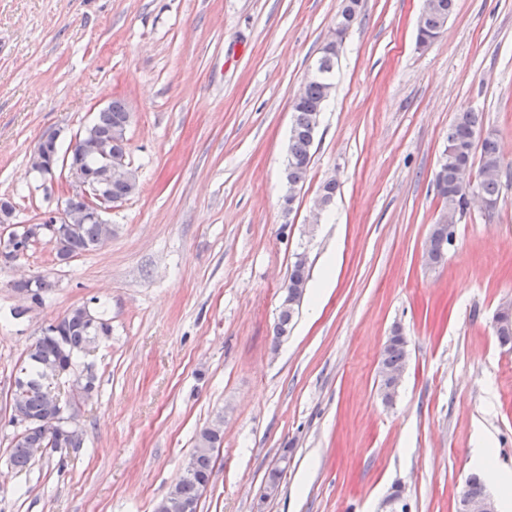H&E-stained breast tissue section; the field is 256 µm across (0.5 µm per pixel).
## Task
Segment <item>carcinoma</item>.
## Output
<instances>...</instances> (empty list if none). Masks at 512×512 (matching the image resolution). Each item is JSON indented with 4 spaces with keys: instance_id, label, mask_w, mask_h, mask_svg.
<instances>
[{
    "instance_id": "carcinoma-1",
    "label": "carcinoma",
    "mask_w": 512,
    "mask_h": 512,
    "mask_svg": "<svg viewBox=\"0 0 512 512\" xmlns=\"http://www.w3.org/2000/svg\"><path fill=\"white\" fill-rule=\"evenodd\" d=\"M457 0H429L427 15L417 30V40L434 41L443 26L455 12ZM339 53L332 55V63L317 59L312 78L306 83L305 96L292 107V126L288 142V154L283 170L285 211L291 210L296 192L302 190L312 158L314 137L311 134L312 120L322 112L324 103L331 95L332 76L338 62ZM112 110L98 113L95 124L101 134L111 140V149L121 154L127 153L128 139L123 134L126 119V103L122 99L111 102ZM448 151L450 163L438 169L434 175L437 195L443 202V213L449 219L462 216L468 210L469 185L456 181L453 171L458 166L471 167L474 159H479V183L481 195L489 203L488 215L497 210L501 198L500 172L503 160L500 155L498 137L492 130L484 129L478 113L464 110L456 113L448 128ZM69 167L89 172L103 168L102 158L91 144L85 140L66 149ZM138 189V177L134 170H127L125 178L112 177L108 191L114 198L125 200ZM69 223L30 224L23 240V249L46 241L54 245L56 258L66 261L90 252L112 238V225L99 224L87 213L85 201L74 196L66 201ZM434 228L430 261L432 266L443 264L448 250V225L433 224ZM306 257L296 256L293 262L286 293L279 308L274 326V338L287 336L292 329L296 310L303 298L308 281ZM50 287L42 276L33 280L14 284V290L29 294L34 306L43 304V292ZM112 336V324L103 315L88 306L71 309L58 326H49L37 338L25 358L21 361L15 377V392L11 409L30 419L29 425L14 434L11 440L8 462L11 466L24 469L32 465L30 449L45 448L54 453L59 448L79 449L84 444V432L68 427L66 414L50 400L44 383L47 372L58 370L68 374H81L88 366L81 365L80 356L86 353L103 338ZM408 341L400 328L395 327L386 340L381 353L386 368L396 371L402 365ZM223 442V431L211 426L202 429L195 439L191 464L194 475L182 478L174 486L173 496L167 497L168 506L164 512H181L180 505L188 503L197 512L199 500L210 484L213 473V452ZM486 493L480 477L473 473L468 477L461 497L475 498Z\"/></svg>"
}]
</instances>
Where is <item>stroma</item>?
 Instances as JSON below:
<instances>
[{"instance_id":"obj_1","label":"stroma","mask_w":512,"mask_h":512,"mask_svg":"<svg viewBox=\"0 0 512 512\" xmlns=\"http://www.w3.org/2000/svg\"><path fill=\"white\" fill-rule=\"evenodd\" d=\"M341 7L0 0V197L15 222L64 205L65 174L30 166L42 136L68 147L115 97L131 109L139 180L97 250L62 263L42 242L0 265V512H154L219 415L198 512H377L395 485L411 512H456L482 440L512 474V351L493 329L512 301V0H457L425 49L423 0H361L287 213L292 100ZM463 109L498 134L501 202L491 216L467 210L431 268L434 173ZM332 177L336 197L315 215ZM299 253L309 281L278 341ZM38 275L53 283L43 305L14 318V283ZM93 300L112 334L84 357L98 377L84 446L15 470L17 367L45 325ZM396 324L409 360L387 406L378 366ZM284 453L280 493L259 503Z\"/></svg>"}]
</instances>
